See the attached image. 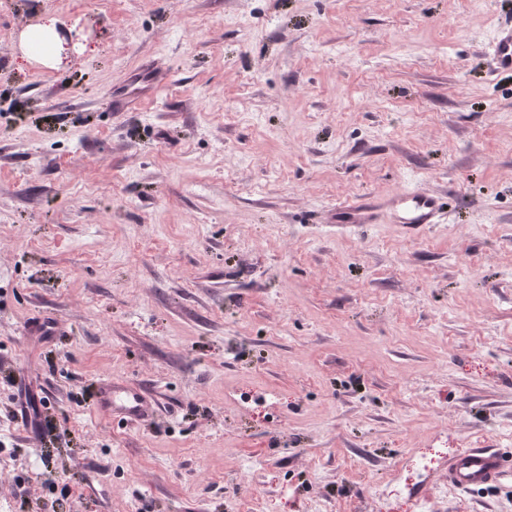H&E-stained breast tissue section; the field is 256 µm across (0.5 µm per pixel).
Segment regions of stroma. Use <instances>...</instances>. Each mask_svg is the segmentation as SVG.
Wrapping results in <instances>:
<instances>
[{
	"mask_svg": "<svg viewBox=\"0 0 512 512\" xmlns=\"http://www.w3.org/2000/svg\"><path fill=\"white\" fill-rule=\"evenodd\" d=\"M75 36L49 67L26 26ZM512 0H0V512H512ZM447 216L327 223L409 187ZM143 383L131 426L99 378ZM489 55L496 72L512 71V22L502 23L489 45ZM94 404L101 413L127 424L147 421L156 407L140 384L110 377L97 383ZM512 467L511 457L499 448H467L445 467L448 488L471 490L499 483Z\"/></svg>",
	"mask_w": 512,
	"mask_h": 512,
	"instance_id": "35a3bbf8",
	"label": "stroma"
}]
</instances>
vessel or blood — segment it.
<instances>
[{
	"label": "vessel or blood",
	"mask_w": 512,
	"mask_h": 512,
	"mask_svg": "<svg viewBox=\"0 0 512 512\" xmlns=\"http://www.w3.org/2000/svg\"><path fill=\"white\" fill-rule=\"evenodd\" d=\"M495 71H512V22L502 23L489 45ZM446 212L445 200L419 187L391 193L382 198H364L336 206L329 221L340 228L363 224H400L411 233L439 223ZM98 411L119 421L135 424L147 421L156 403L135 382L101 379L95 389ZM512 469V457L498 448H468L453 456L446 468L447 485L455 490H470L499 483Z\"/></svg>",
	"instance_id": "vessel-or-blood-1"
}]
</instances>
